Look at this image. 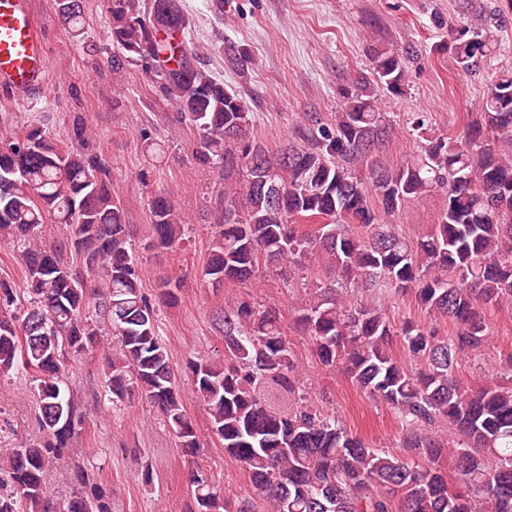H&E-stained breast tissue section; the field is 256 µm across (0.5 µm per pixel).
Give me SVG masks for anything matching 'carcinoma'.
Wrapping results in <instances>:
<instances>
[{
  "instance_id": "obj_1",
  "label": "carcinoma",
  "mask_w": 512,
  "mask_h": 512,
  "mask_svg": "<svg viewBox=\"0 0 512 512\" xmlns=\"http://www.w3.org/2000/svg\"><path fill=\"white\" fill-rule=\"evenodd\" d=\"M56 11L81 38V0H56ZM106 30L112 71L138 68L176 108L174 120L194 130L193 161L224 179L204 280L248 285L271 266L324 270L299 309V330L323 367L395 411L407 447L425 462L367 446L304 397L281 314L242 297L216 317L224 362L190 360L185 377L266 512H512V386L491 380L473 391L457 375L459 361L488 342L485 311L512 304V70L486 75L480 112L451 137L414 113L417 158L393 168L379 162L392 145L379 104L403 91L404 50L374 55L344 90L335 122L300 130L272 156L249 136L243 98L194 63L180 0H107ZM448 36L462 71L479 75L491 63L486 34L461 25ZM141 137L145 182L162 147L146 130ZM69 139L78 147H60L39 122L0 126V240L22 247L24 265L22 284L0 279V379L31 374L43 432L0 460V512H54L50 464L83 424L61 371L98 349L107 327L117 339L106 357L112 402L146 400L177 447H200L159 332V304L177 305L180 285L162 282L156 298L144 292L109 166L84 118ZM431 192L441 199L437 223L410 243L392 218ZM149 213L146 247L178 249L188 224L167 190L151 195ZM48 224L67 226L66 240L44 242ZM370 287L413 294L432 323L397 327L385 310L345 301ZM441 321L452 325L446 336ZM397 341L406 364L391 355ZM437 423L451 428L448 439L421 432ZM189 481L188 512H256L248 499L220 496L202 467ZM66 512H112L110 497L81 486Z\"/></svg>"
}]
</instances>
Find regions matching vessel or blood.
Here are the masks:
<instances>
[{"label":"vessel or blood","mask_w":512,"mask_h":512,"mask_svg":"<svg viewBox=\"0 0 512 512\" xmlns=\"http://www.w3.org/2000/svg\"><path fill=\"white\" fill-rule=\"evenodd\" d=\"M48 49L32 0H0V87L24 98L41 89Z\"/></svg>","instance_id":"vessel-or-blood-1"}]
</instances>
